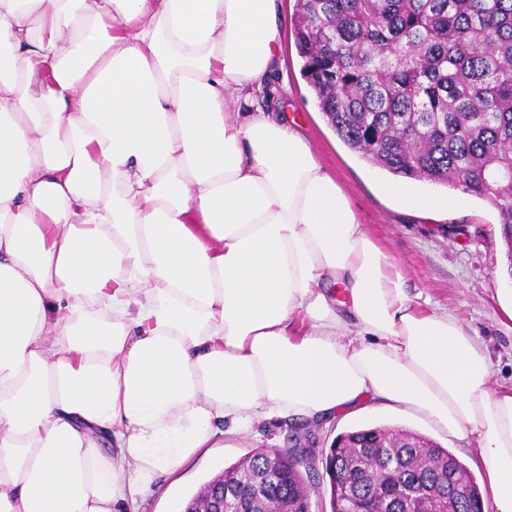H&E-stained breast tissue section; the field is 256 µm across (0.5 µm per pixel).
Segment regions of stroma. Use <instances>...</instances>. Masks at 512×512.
<instances>
[{"label":"stroma","mask_w":512,"mask_h":512,"mask_svg":"<svg viewBox=\"0 0 512 512\" xmlns=\"http://www.w3.org/2000/svg\"><path fill=\"white\" fill-rule=\"evenodd\" d=\"M283 54L275 77L281 87L276 102L299 123L320 162L336 174L369 234L390 255L402 273L410 296H423L428 307L458 316L467 333L477 337L490 358L493 387L512 386V277L506 275L507 250L500 217L490 201L467 198L446 217L429 219L377 191L390 180L387 171L349 150L329 125L301 73L293 28L282 33ZM359 427H385L415 432L452 451L476 480L484 472L474 441L459 440L428 427L421 416L367 406L330 423L284 419L257 424L225 438L183 467L173 485H162L146 512H181L205 482L259 448H285L297 434H310L318 447H329L340 433Z\"/></svg>","instance_id":"1"}]
</instances>
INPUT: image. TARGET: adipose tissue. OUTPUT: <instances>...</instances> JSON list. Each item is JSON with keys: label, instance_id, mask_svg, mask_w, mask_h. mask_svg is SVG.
<instances>
[{"label": "adipose tissue", "instance_id": "ef3b65f1", "mask_svg": "<svg viewBox=\"0 0 512 512\" xmlns=\"http://www.w3.org/2000/svg\"><path fill=\"white\" fill-rule=\"evenodd\" d=\"M284 27L278 0H0V512H141L225 435L367 403L474 438L512 512V387L276 113Z\"/></svg>", "mask_w": 512, "mask_h": 512}]
</instances>
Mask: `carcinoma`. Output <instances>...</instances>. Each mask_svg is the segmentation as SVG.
<instances>
[{
	"label": "carcinoma",
	"instance_id": "carcinoma-1",
	"mask_svg": "<svg viewBox=\"0 0 512 512\" xmlns=\"http://www.w3.org/2000/svg\"><path fill=\"white\" fill-rule=\"evenodd\" d=\"M303 75L343 143L395 175L498 208L512 246V0H296ZM378 427L343 432L324 457L331 512H484L479 484L448 449ZM294 447L224 469V512L289 502L312 512Z\"/></svg>",
	"mask_w": 512,
	"mask_h": 512
}]
</instances>
